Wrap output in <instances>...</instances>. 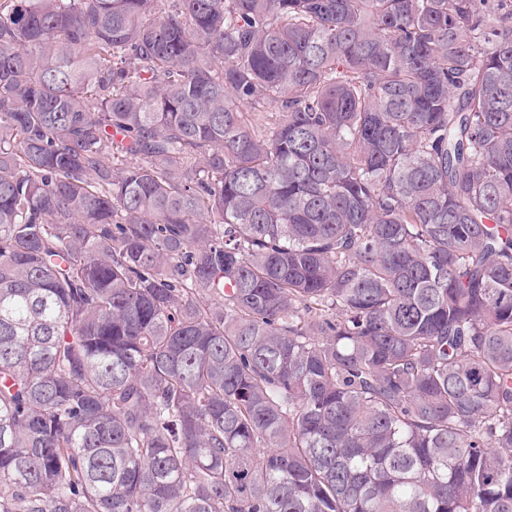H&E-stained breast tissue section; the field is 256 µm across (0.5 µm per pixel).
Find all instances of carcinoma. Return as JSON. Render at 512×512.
Segmentation results:
<instances>
[{"mask_svg":"<svg viewBox=\"0 0 512 512\" xmlns=\"http://www.w3.org/2000/svg\"><path fill=\"white\" fill-rule=\"evenodd\" d=\"M0 512H512V0H0Z\"/></svg>","mask_w":512,"mask_h":512,"instance_id":"obj_1","label":"carcinoma"}]
</instances>
